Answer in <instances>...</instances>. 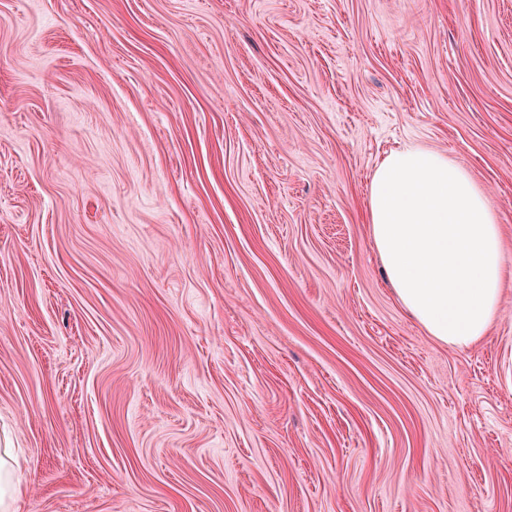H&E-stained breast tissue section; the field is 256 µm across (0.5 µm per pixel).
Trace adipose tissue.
<instances>
[{
    "instance_id": "adipose-tissue-1",
    "label": "adipose tissue",
    "mask_w": 512,
    "mask_h": 512,
    "mask_svg": "<svg viewBox=\"0 0 512 512\" xmlns=\"http://www.w3.org/2000/svg\"><path fill=\"white\" fill-rule=\"evenodd\" d=\"M366 221L400 303L438 342L487 335L504 275L500 228L468 170L427 148L391 151L368 189Z\"/></svg>"
}]
</instances>
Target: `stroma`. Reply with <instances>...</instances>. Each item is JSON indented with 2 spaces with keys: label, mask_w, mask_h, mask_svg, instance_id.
Listing matches in <instances>:
<instances>
[{
  "label": "stroma",
  "mask_w": 512,
  "mask_h": 512,
  "mask_svg": "<svg viewBox=\"0 0 512 512\" xmlns=\"http://www.w3.org/2000/svg\"><path fill=\"white\" fill-rule=\"evenodd\" d=\"M500 226L439 343L389 151ZM21 512H512V0H0V448ZM366 206L387 278L425 332L459 349L486 336L501 297V237L468 170L431 149L392 150Z\"/></svg>",
  "instance_id": "1"
}]
</instances>
